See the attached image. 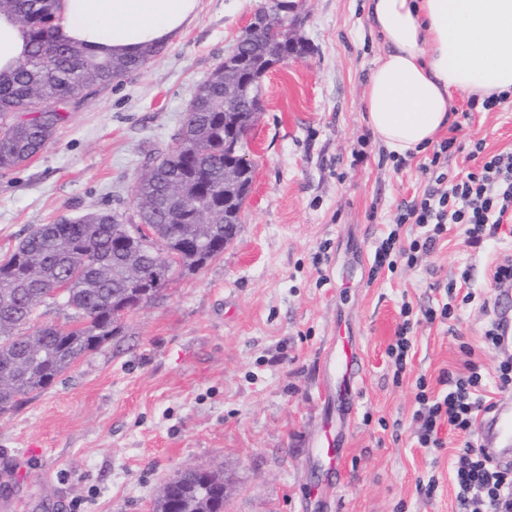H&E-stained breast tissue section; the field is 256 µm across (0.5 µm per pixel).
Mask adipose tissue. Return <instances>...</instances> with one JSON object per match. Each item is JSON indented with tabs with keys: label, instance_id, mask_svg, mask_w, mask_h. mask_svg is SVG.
I'll return each instance as SVG.
<instances>
[{
	"label": "adipose tissue",
	"instance_id": "ef3b65f1",
	"mask_svg": "<svg viewBox=\"0 0 512 512\" xmlns=\"http://www.w3.org/2000/svg\"><path fill=\"white\" fill-rule=\"evenodd\" d=\"M199 0H59L54 24L71 43L119 56L180 36ZM370 28L384 53L364 95L376 140L405 156L433 142L453 95L512 92V0H370ZM29 50L26 29L0 12V73Z\"/></svg>",
	"mask_w": 512,
	"mask_h": 512
}]
</instances>
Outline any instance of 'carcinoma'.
Listing matches in <instances>:
<instances>
[{
	"mask_svg": "<svg viewBox=\"0 0 512 512\" xmlns=\"http://www.w3.org/2000/svg\"><path fill=\"white\" fill-rule=\"evenodd\" d=\"M57 0H0L29 34L30 49L0 73V172L41 153L70 108L88 101L161 54L99 57L60 39L52 25ZM276 27L246 28L229 64L219 63L199 84L176 145L138 178L133 215L91 211L31 229L0 257V415L125 330L124 318L159 299L175 274L193 273L219 257L235 238L253 170L236 164V142L255 125L262 107L224 111V80L261 96L260 81L282 58L307 52L290 35L296 17L275 0ZM41 101L47 110L29 112ZM143 224L151 243L133 235ZM57 295L72 323L31 325L44 301ZM155 512H224V476L193 468L168 482Z\"/></svg>",
	"mask_w": 512,
	"mask_h": 512,
	"instance_id": "cac0c4a2",
	"label": "carcinoma"
}]
</instances>
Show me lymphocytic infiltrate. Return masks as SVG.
Returning <instances> with one entry per match:
<instances>
[{
    "mask_svg": "<svg viewBox=\"0 0 512 512\" xmlns=\"http://www.w3.org/2000/svg\"><path fill=\"white\" fill-rule=\"evenodd\" d=\"M460 149L453 136L437 145L422 167L430 176L427 188L399 206L394 229L375 250L374 270L416 265L421 254L433 251L447 236L449 225H461L466 245L478 249L495 238L502 225L512 223V152L489 155L478 141L468 154L476 166L465 177L439 171L441 159ZM407 224L417 225L421 233L405 244L400 229ZM490 380L503 390L512 387V357L498 362L489 377L479 363L466 361L463 370L442 371L444 393L433 396L422 389L416 395L419 447H443L444 430L465 438L453 475L456 512H512V468L492 463L472 439L479 416L493 409L482 394Z\"/></svg>",
    "mask_w": 512,
    "mask_h": 512,
    "instance_id": "1",
    "label": "lymphocytic infiltrate"
}]
</instances>
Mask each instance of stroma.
Masks as SVG:
<instances>
[{
  "mask_svg": "<svg viewBox=\"0 0 512 512\" xmlns=\"http://www.w3.org/2000/svg\"><path fill=\"white\" fill-rule=\"evenodd\" d=\"M263 2L200 0L159 56L0 173V255L40 224L131 212L135 180L173 146L196 87ZM367 11L368 0H300L292 33L308 51L262 81L236 237L129 316L122 336L0 416V512H154L189 466L223 473L224 512H455L449 472L464 439L417 447V382L435 395L441 371L469 358L490 364L487 318L473 303L445 323L423 313L464 271L474 292L491 291L492 261L512 251V233L474 251L455 227L415 267L373 273L375 246L398 205L422 191L432 151L395 169L365 122V84L383 49ZM468 101L454 96L464 149L444 160L451 175L468 168L474 141L512 149V94L490 112ZM406 302L415 356L398 378L386 349ZM335 335L362 362L350 416L321 362ZM335 433L346 447L338 471L319 453ZM433 474L440 487L429 499L418 482Z\"/></svg>",
  "mask_w": 512,
  "mask_h": 512,
  "instance_id": "1",
  "label": "stroma"
}]
</instances>
